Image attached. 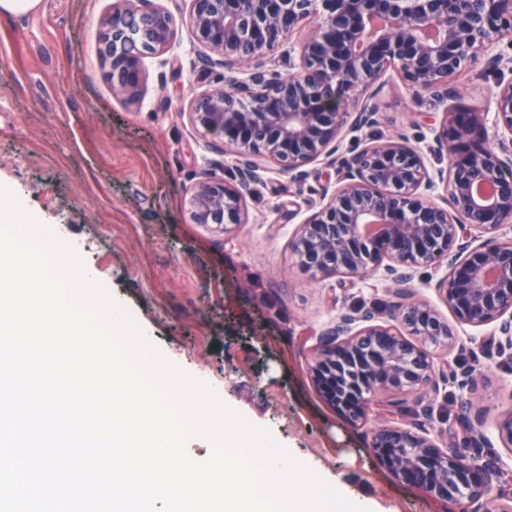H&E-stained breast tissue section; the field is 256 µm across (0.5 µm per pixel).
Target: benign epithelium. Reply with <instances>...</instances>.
Segmentation results:
<instances>
[{
	"label": "benign epithelium",
	"instance_id": "1",
	"mask_svg": "<svg viewBox=\"0 0 512 512\" xmlns=\"http://www.w3.org/2000/svg\"><path fill=\"white\" fill-rule=\"evenodd\" d=\"M102 22L100 54L112 93L131 103L141 97V59L166 51L175 34L170 11L152 0H121ZM197 40L224 70L247 68L249 79L197 97L191 116L236 157L237 181L209 180L191 198L190 219L224 232L242 223L243 190L261 181V161L302 179L305 167L336 156L338 186L298 224L296 263L307 272L353 284L382 273L407 301L376 324L360 308L321 333L310 371L321 397L344 417L366 416L367 396L426 387L433 362L421 347L456 342L439 311L414 298L418 269L444 264L436 288L457 321L494 326L500 353L512 352V242L496 233L512 224V139L487 144L475 112H452L430 152L448 156L432 174L421 153L401 139L369 144L339 156L346 124L377 123L368 93L391 67L439 101L455 97L449 78L494 36L512 35V0H190ZM318 18L303 44L302 67L283 77L264 68L260 54L302 21ZM367 96L355 113L345 105ZM497 125L512 134V80L493 96ZM445 185L446 195L434 198ZM485 410L470 402L467 439L487 441ZM498 438L512 447V412L496 422ZM370 448L400 481L471 512H512V494L495 489L493 462L463 464L462 456L427 434L395 422L378 427Z\"/></svg>",
	"mask_w": 512,
	"mask_h": 512
}]
</instances>
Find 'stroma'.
Wrapping results in <instances>:
<instances>
[{"mask_svg": "<svg viewBox=\"0 0 512 512\" xmlns=\"http://www.w3.org/2000/svg\"><path fill=\"white\" fill-rule=\"evenodd\" d=\"M154 2L174 15L175 36L168 51L143 58L134 104L113 96L99 53L101 21L116 0H39L34 12L0 20V185L73 248L169 362L269 429L328 484L362 493L375 512H448L447 503L397 481L366 437L396 416L449 441L461 436V406L470 400L486 411L488 440L464 454L496 459V483L512 491V450L495 430L512 411V356L491 347L490 328L456 324L459 345L431 349L429 414L410 392L371 398L366 421L353 423L314 387L308 362L320 332L355 307L385 322L397 300L381 276L344 286L294 259L288 214L307 213L324 189H335V167L315 162L297 180L265 162L262 182L245 195L242 224L221 233L192 223L197 185L235 173L234 157L190 115L224 70L197 40L189 0ZM510 80V67L470 63L452 79L456 97L441 103L388 70L374 99L377 125L343 130L341 149L402 135L428 169L447 168V158L429 151L447 113H492L497 84ZM452 366L479 373L476 387L450 380Z\"/></svg>", "mask_w": 512, "mask_h": 512, "instance_id": "obj_1", "label": "stroma"}]
</instances>
